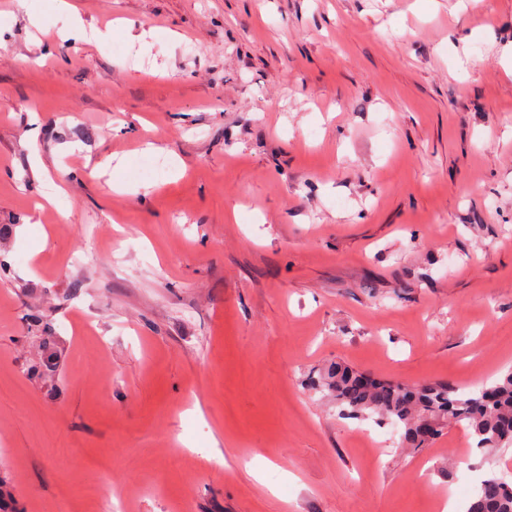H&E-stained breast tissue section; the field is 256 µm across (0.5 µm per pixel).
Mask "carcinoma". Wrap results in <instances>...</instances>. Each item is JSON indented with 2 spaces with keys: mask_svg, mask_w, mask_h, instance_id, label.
<instances>
[{
  "mask_svg": "<svg viewBox=\"0 0 512 512\" xmlns=\"http://www.w3.org/2000/svg\"><path fill=\"white\" fill-rule=\"evenodd\" d=\"M313 386L333 393L343 411L401 425L403 440L413 448L452 424L465 425L480 449L512 446V369L489 386L464 391L444 383L383 382L336 363L320 371ZM468 512H512V487L496 472L487 473Z\"/></svg>",
  "mask_w": 512,
  "mask_h": 512,
  "instance_id": "1",
  "label": "carcinoma"
}]
</instances>
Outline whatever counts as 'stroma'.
I'll use <instances>...</instances> for the list:
<instances>
[{"instance_id":"stroma-1","label":"stroma","mask_w":512,"mask_h":512,"mask_svg":"<svg viewBox=\"0 0 512 512\" xmlns=\"http://www.w3.org/2000/svg\"><path fill=\"white\" fill-rule=\"evenodd\" d=\"M69 3L0 0L1 512H435L512 470L312 386L512 369V0Z\"/></svg>"}]
</instances>
